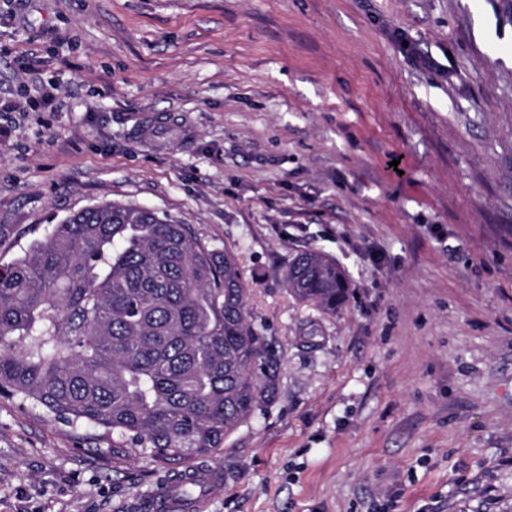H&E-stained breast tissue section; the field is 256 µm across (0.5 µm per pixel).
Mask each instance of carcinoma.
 Here are the masks:
<instances>
[{"label": "carcinoma", "instance_id": "cac0c4a2", "mask_svg": "<svg viewBox=\"0 0 512 512\" xmlns=\"http://www.w3.org/2000/svg\"><path fill=\"white\" fill-rule=\"evenodd\" d=\"M283 278L325 314L353 297L315 249ZM280 376L235 255L167 214L93 204L0 266V396L112 434L114 455L164 468L216 456L274 404Z\"/></svg>", "mask_w": 512, "mask_h": 512}]
</instances>
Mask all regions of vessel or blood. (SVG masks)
I'll return each mask as SVG.
<instances>
[{"label":"vessel or blood","instance_id":"1","mask_svg":"<svg viewBox=\"0 0 512 512\" xmlns=\"http://www.w3.org/2000/svg\"><path fill=\"white\" fill-rule=\"evenodd\" d=\"M224 486L221 471L209 468H191L181 477L166 483L150 503L152 512H200L204 501L220 493Z\"/></svg>","mask_w":512,"mask_h":512}]
</instances>
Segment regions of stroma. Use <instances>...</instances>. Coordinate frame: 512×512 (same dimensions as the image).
<instances>
[{
	"label": "stroma",
	"instance_id": "stroma-1",
	"mask_svg": "<svg viewBox=\"0 0 512 512\" xmlns=\"http://www.w3.org/2000/svg\"><path fill=\"white\" fill-rule=\"evenodd\" d=\"M0 128L1 264L103 201L236 254L281 387L202 512H512V0H0ZM306 248L336 314L283 284ZM163 476L0 398V512ZM283 278L292 297L311 302L329 315L346 306L354 293L336 260L315 249L298 251Z\"/></svg>",
	"mask_w": 512,
	"mask_h": 512
}]
</instances>
